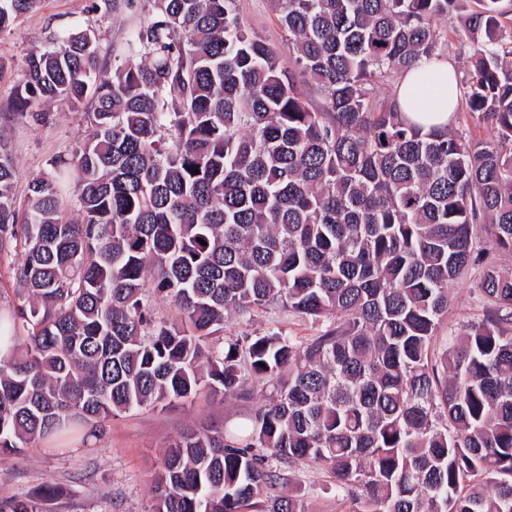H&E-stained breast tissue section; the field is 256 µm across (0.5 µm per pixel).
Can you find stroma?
<instances>
[{
	"mask_svg": "<svg viewBox=\"0 0 512 512\" xmlns=\"http://www.w3.org/2000/svg\"><path fill=\"white\" fill-rule=\"evenodd\" d=\"M92 0H41L37 10L0 32V140L9 147L19 169L17 194L47 168L49 159L71 149L84 134L83 116L58 111L53 123L41 126L14 120L1 107L10 99L27 55L44 48L51 37L77 28L94 30L105 69L115 67V46L125 43L130 30L147 19L144 8L121 7L110 13L91 11ZM248 28L275 47H283L271 0H240ZM480 268L469 269L449 287L448 317L441 336L459 332L481 319L483 303L476 283ZM310 337L317 327L287 309L271 306L254 312H229L224 333L251 339L269 332ZM271 387L250 382L239 398L199 395L194 402L176 403L165 410L139 408L112 420L106 432L87 442L49 438L17 453H0V499H13L55 487L50 512H146L152 502V473L166 443L200 423L234 426L263 405ZM284 493L305 499L310 512H349L334 482L314 466L290 468Z\"/></svg>",
	"mask_w": 512,
	"mask_h": 512,
	"instance_id": "obj_1",
	"label": "stroma"
}]
</instances>
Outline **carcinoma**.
I'll list each match as a JSON object with an SVG mask.
<instances>
[{"label":"carcinoma","mask_w":512,"mask_h":512,"mask_svg":"<svg viewBox=\"0 0 512 512\" xmlns=\"http://www.w3.org/2000/svg\"><path fill=\"white\" fill-rule=\"evenodd\" d=\"M40 2L0 0V32ZM146 2L116 54L140 62L105 72L78 30L28 54L7 102L36 125L91 107L21 199L0 147V258L20 254L22 287L0 327V450L256 380L273 395L248 422L168 442L151 512H309L257 498L288 480L274 459L332 475L352 512H512V269L489 257L512 253L503 0H274L287 69L238 0ZM450 18L469 50L457 108L487 142L378 92L448 55ZM475 266L483 317L439 349L448 284ZM273 304L315 336H224L229 312ZM454 125H460L462 128L468 129L474 140H486L492 137L490 127L482 119H479L477 115L470 114L469 112H459L455 115Z\"/></svg>","instance_id":"cac0c4a2"}]
</instances>
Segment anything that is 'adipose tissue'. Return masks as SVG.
<instances>
[{
	"mask_svg": "<svg viewBox=\"0 0 512 512\" xmlns=\"http://www.w3.org/2000/svg\"><path fill=\"white\" fill-rule=\"evenodd\" d=\"M396 99L413 123L426 128L448 124L457 107L451 64L440 59L412 69L398 84Z\"/></svg>",
	"mask_w": 512,
	"mask_h": 512,
	"instance_id": "1",
	"label": "adipose tissue"
}]
</instances>
